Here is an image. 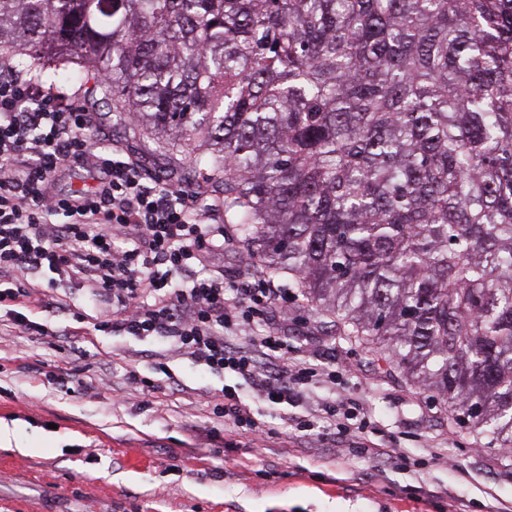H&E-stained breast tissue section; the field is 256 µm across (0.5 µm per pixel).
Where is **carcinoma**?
Listing matches in <instances>:
<instances>
[{
	"mask_svg": "<svg viewBox=\"0 0 512 512\" xmlns=\"http://www.w3.org/2000/svg\"><path fill=\"white\" fill-rule=\"evenodd\" d=\"M267 268L512 448V0H0Z\"/></svg>",
	"mask_w": 512,
	"mask_h": 512,
	"instance_id": "1",
	"label": "carcinoma"
}]
</instances>
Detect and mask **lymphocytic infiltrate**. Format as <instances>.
<instances>
[{"label": "lymphocytic infiltrate", "mask_w": 512, "mask_h": 512, "mask_svg": "<svg viewBox=\"0 0 512 512\" xmlns=\"http://www.w3.org/2000/svg\"><path fill=\"white\" fill-rule=\"evenodd\" d=\"M80 167L95 171L94 187L57 191L62 171ZM228 240L223 201L149 176L99 130L81 92L45 91L31 71L0 58V311L12 325L37 329L27 311L45 307L44 288L84 286L109 302L95 330L168 339L194 365L249 380L271 404L294 405L319 367L266 323L268 308L287 299L284 288L261 271L229 283L214 269ZM216 408L236 435L271 438L236 392L223 390ZM325 419L350 452L391 458L370 439L364 410L342 397L294 417V437Z\"/></svg>", "instance_id": "lymphocytic-infiltrate-1"}]
</instances>
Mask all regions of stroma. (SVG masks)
I'll use <instances>...</instances> for the list:
<instances>
[{"mask_svg": "<svg viewBox=\"0 0 512 512\" xmlns=\"http://www.w3.org/2000/svg\"><path fill=\"white\" fill-rule=\"evenodd\" d=\"M88 102L146 173L204 185L203 171L173 172L152 142L114 126L98 97ZM68 295L66 309L31 313L46 335L0 319V425L13 431L0 442V512H512V457L449 425L445 412L422 417L432 394L365 342L336 337L329 317L301 295H289L276 322L291 345L335 369L336 386L313 383L289 415L315 411L337 392L366 407L385 434H421L423 447L409 451L417 466L350 456L330 428L298 442L250 382L195 367L163 338L94 332L103 299L85 288ZM67 327L94 332L93 342H73ZM59 367L73 371L67 386L48 380ZM134 373L155 393L132 384ZM226 386L276 429L274 438L248 448L225 432L211 397ZM449 429L453 443L431 460L428 444Z\"/></svg>", "mask_w": 512, "mask_h": 512, "instance_id": "1", "label": "stroma"}]
</instances>
